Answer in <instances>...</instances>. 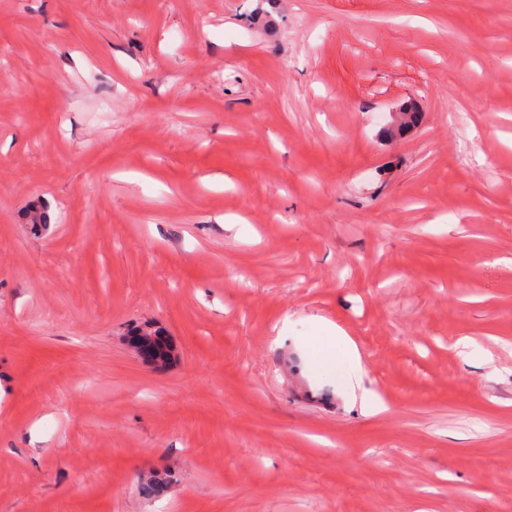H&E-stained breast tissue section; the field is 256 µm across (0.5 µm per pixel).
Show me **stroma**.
<instances>
[{
  "label": "stroma",
  "instance_id": "stroma-1",
  "mask_svg": "<svg viewBox=\"0 0 512 512\" xmlns=\"http://www.w3.org/2000/svg\"><path fill=\"white\" fill-rule=\"evenodd\" d=\"M0 512H512V0H0ZM394 121L380 133L383 140L402 139L412 133L422 122L423 112L416 101H403L397 105ZM131 343L148 361L165 363L170 358V347L159 331L152 327L137 328L131 335Z\"/></svg>",
  "mask_w": 512,
  "mask_h": 512
}]
</instances>
